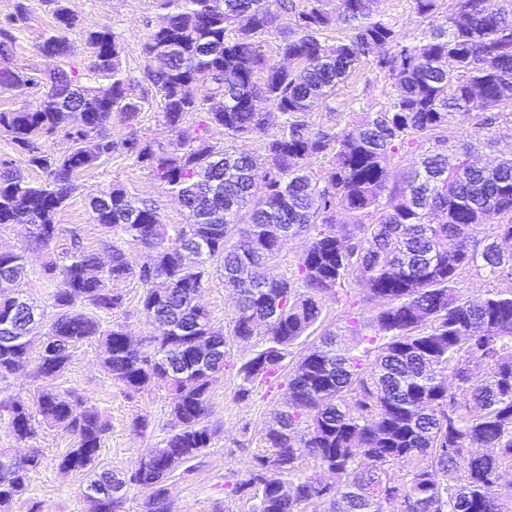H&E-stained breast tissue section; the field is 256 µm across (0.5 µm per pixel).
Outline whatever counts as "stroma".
<instances>
[{
	"mask_svg": "<svg viewBox=\"0 0 512 512\" xmlns=\"http://www.w3.org/2000/svg\"><path fill=\"white\" fill-rule=\"evenodd\" d=\"M68 6L79 21L78 27L67 34L70 64L80 67L88 62L83 26L106 23L121 37L123 69L131 76H140L145 65L142 37L161 11L160 0H68ZM52 23V13L43 0H32L30 17L22 24L21 39L12 60L16 68L37 73L50 68V61L40 54L38 45ZM389 91L388 79L373 71L371 63H363L340 85L334 108L316 106L309 120L318 126H345L351 119L350 101L363 99L376 111L386 103ZM108 128L116 142L132 133L161 144L168 143L170 138L162 114L153 102L146 104L131 122L121 113H113ZM113 186L123 188L132 197L154 202L164 223L189 221L178 201L165 193L146 170L123 152L116 151L99 165L82 172L77 190L56 217L57 224L66 231L78 230L89 248L104 250L111 238L100 225L93 223L89 202ZM0 251L24 252L26 272L20 287L26 297L44 309H51L52 288L43 276L49 254L32 241L28 227L13 224L0 228ZM117 289L125 303L114 319L125 325L134 343L143 344L153 335L154 328L140 312L142 288L136 279L130 278L118 282ZM201 302L215 328L229 331L234 298L220 276H213L203 288ZM342 312L340 302L325 297L320 321L293 345L288 364L297 363L324 334L338 331L344 324ZM261 343L258 336L246 342H229L224 371L213 382L209 393L210 421L218 431L211 448L193 461L192 472L175 469L168 483L170 512H251L253 501L249 494L236 493L235 487L244 479L252 453L260 447L261 438L272 423L273 411L287 396V380L283 377L258 386L249 397L239 395L242 385L239 367ZM43 387L54 393L77 391L86 397L89 407L108 421L110 429L102 443L99 464L115 474L134 470L146 450L169 429L171 394L156 387L129 395L122 384L111 380L102 369L97 342L77 345L68 369L57 378L44 381ZM140 415L149 420V427L142 434L133 429V421ZM75 443L74 435L59 427L39 428L35 438L19 441L0 423V449L18 457L28 455L35 448L42 453V464L31 474L27 493L13 502L10 512H30L35 502L40 503L43 512H87L83 498L87 474L59 467L63 455Z\"/></svg>",
	"mask_w": 512,
	"mask_h": 512,
	"instance_id": "35a3bbf8",
	"label": "stroma"
}]
</instances>
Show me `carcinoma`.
I'll use <instances>...</instances> for the list:
<instances>
[{"label":"carcinoma","instance_id":"1","mask_svg":"<svg viewBox=\"0 0 512 512\" xmlns=\"http://www.w3.org/2000/svg\"><path fill=\"white\" fill-rule=\"evenodd\" d=\"M29 2L16 0L0 20V96L30 88L36 100L0 111V131L43 179L0 167V225L25 224L37 245L55 250L56 214L77 176L118 148L179 199L191 222L165 224L155 205L121 188L102 192L90 204L92 220L122 244L100 253L69 231L67 246L43 266L55 313L41 335L45 313L18 289L23 254H0V322L11 317L24 337H0V383L35 346L34 378L47 380L67 369L76 344L95 339L106 374L129 394L158 387L173 395L166 437L124 478L97 469L109 424L76 392L0 390V418L14 438L32 439L43 424L69 429L77 443L60 468L91 473L83 490L90 512H125L133 489L145 493L141 512H169L171 473L211 445L208 394L227 358L228 337L194 295L215 271L235 291L231 337H263L239 373L262 385L319 321L323 296L346 301L353 281L374 315L349 313L340 332L289 369L288 399L239 483L255 489V512H307L315 503L322 512H375L381 498L399 512H512L497 495L512 487V288L499 287L512 280V252L500 245L512 242V154L490 168L470 162L512 112V0L493 13L483 0H413L423 18L445 14L410 37L377 13L375 0H163L144 40L141 77L123 70L120 37L95 23L83 30L84 77L66 63L50 79L11 65ZM44 2L55 24L39 51L65 59L76 19L67 0ZM286 17L279 55L287 68L264 50ZM334 28L347 34L331 39ZM368 57L390 81L383 108H362L342 128L310 124L312 109L331 107ZM148 93L168 143L133 132L112 141V113L134 120ZM257 99L279 124L253 109ZM190 114L198 120L187 122ZM472 115L479 122L471 140L448 147V123ZM214 128L262 138L264 153L217 150ZM60 132L71 142L63 155L46 145ZM400 150L420 155L391 186L388 164ZM316 156L328 165L313 180L304 164ZM299 236L307 245L293 276H249ZM132 248L149 251V261L133 264ZM465 275L489 287L465 295L456 288ZM131 277L156 330L147 349L112 320L124 296L109 283ZM449 373L452 387L443 381ZM306 459L331 475L327 485L301 469ZM40 463L36 450L0 452V512L27 492Z\"/></svg>","mask_w":512,"mask_h":512}]
</instances>
